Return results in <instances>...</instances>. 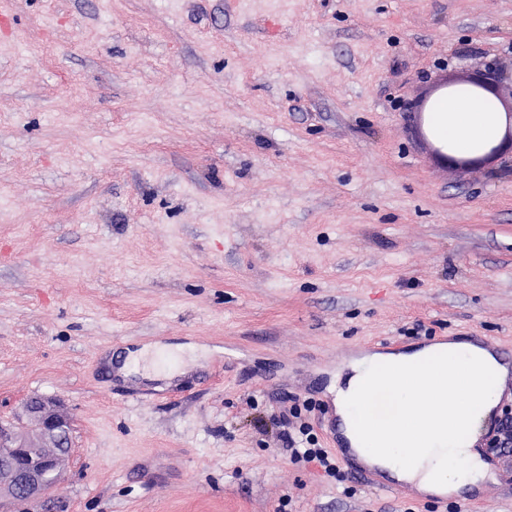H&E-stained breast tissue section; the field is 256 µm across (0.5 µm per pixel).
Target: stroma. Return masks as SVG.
<instances>
[{"label": "stroma", "mask_w": 512, "mask_h": 512, "mask_svg": "<svg viewBox=\"0 0 512 512\" xmlns=\"http://www.w3.org/2000/svg\"><path fill=\"white\" fill-rule=\"evenodd\" d=\"M501 69L512 0H15L0 37V420L55 397L72 449L0 512H512L292 463L284 394L343 358L512 351V174L438 163L433 86ZM194 350L173 381L112 374ZM355 489L344 493L345 486Z\"/></svg>", "instance_id": "35a3bbf8"}]
</instances>
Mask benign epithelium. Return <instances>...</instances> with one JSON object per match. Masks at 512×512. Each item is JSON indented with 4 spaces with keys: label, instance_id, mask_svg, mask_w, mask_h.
I'll list each match as a JSON object with an SVG mask.
<instances>
[{
    "label": "benign epithelium",
    "instance_id": "benign-epithelium-1",
    "mask_svg": "<svg viewBox=\"0 0 512 512\" xmlns=\"http://www.w3.org/2000/svg\"><path fill=\"white\" fill-rule=\"evenodd\" d=\"M500 76L493 66L486 71L471 74L448 82V85L468 84L482 92L502 99L499 89ZM508 122L498 142L480 156H455L446 154L438 145L433 147L436 156L449 164L467 168L487 164L512 155V107L506 112ZM23 415L38 422L41 441L53 451L44 453L34 449L32 442L21 431L0 426V497L23 496L39 498L60 477L65 458L70 451V421L53 398L37 396L26 402Z\"/></svg>",
    "mask_w": 512,
    "mask_h": 512
}]
</instances>
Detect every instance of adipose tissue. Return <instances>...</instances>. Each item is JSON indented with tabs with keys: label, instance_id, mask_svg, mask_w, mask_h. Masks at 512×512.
<instances>
[{
	"label": "adipose tissue",
	"instance_id": "ef3b65f1",
	"mask_svg": "<svg viewBox=\"0 0 512 512\" xmlns=\"http://www.w3.org/2000/svg\"><path fill=\"white\" fill-rule=\"evenodd\" d=\"M506 116L499 101L454 86L431 103L426 125L450 153L496 145ZM333 385L336 414L352 451L367 466L423 493L443 494L486 480L478 424L497 405L512 374L473 344L353 358ZM454 400H447V391Z\"/></svg>",
	"mask_w": 512,
	"mask_h": 512
}]
</instances>
